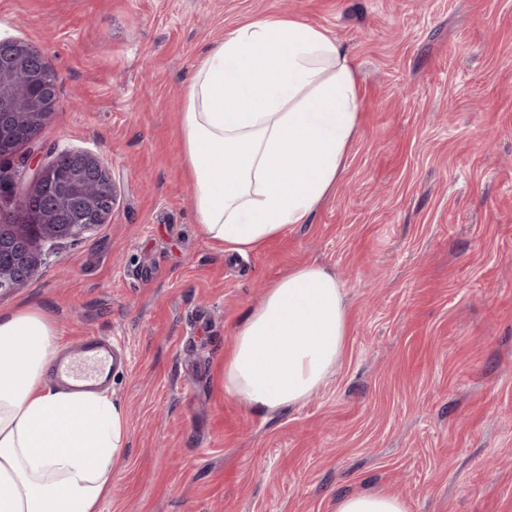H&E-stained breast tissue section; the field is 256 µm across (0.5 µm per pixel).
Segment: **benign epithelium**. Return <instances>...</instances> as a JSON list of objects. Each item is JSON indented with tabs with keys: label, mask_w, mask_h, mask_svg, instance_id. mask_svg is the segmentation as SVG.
Instances as JSON below:
<instances>
[{
	"label": "benign epithelium",
	"mask_w": 512,
	"mask_h": 512,
	"mask_svg": "<svg viewBox=\"0 0 512 512\" xmlns=\"http://www.w3.org/2000/svg\"><path fill=\"white\" fill-rule=\"evenodd\" d=\"M59 103L56 71L35 46L0 40V133L24 125L33 146ZM26 192L17 207L25 221L0 224V293L25 287L38 273L35 239L59 244L108 223L115 200L112 174L87 150L65 148L51 161L32 165L27 155L15 167Z\"/></svg>",
	"instance_id": "benign-epithelium-1"
}]
</instances>
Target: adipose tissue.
Listing matches in <instances>:
<instances>
[{
    "mask_svg": "<svg viewBox=\"0 0 512 512\" xmlns=\"http://www.w3.org/2000/svg\"><path fill=\"white\" fill-rule=\"evenodd\" d=\"M347 50L294 17L244 23L196 63L180 114L196 225L248 255L309 223L344 170L359 127ZM349 331L343 287L309 263L270 283L236 328L224 392L260 414L301 406L333 374ZM61 352L39 307L0 312V512H101L128 446L127 413L107 393L51 386ZM335 512H408L385 491Z\"/></svg>",
    "mask_w": 512,
    "mask_h": 512,
    "instance_id": "ef3b65f1",
    "label": "adipose tissue"
}]
</instances>
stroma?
Segmentation results:
<instances>
[{"label": "stroma", "instance_id": "stroma-1", "mask_svg": "<svg viewBox=\"0 0 512 512\" xmlns=\"http://www.w3.org/2000/svg\"><path fill=\"white\" fill-rule=\"evenodd\" d=\"M296 17L357 68L362 121L311 223L242 257L198 234L178 120L200 56ZM38 47L60 104L41 161L87 149L107 224L0 294L69 347L127 365L108 393L128 448L102 512H334L383 490L409 512H512V0H0V39ZM316 262L344 285L335 371L296 409L224 394V352L267 283Z\"/></svg>", "mask_w": 512, "mask_h": 512}]
</instances>
